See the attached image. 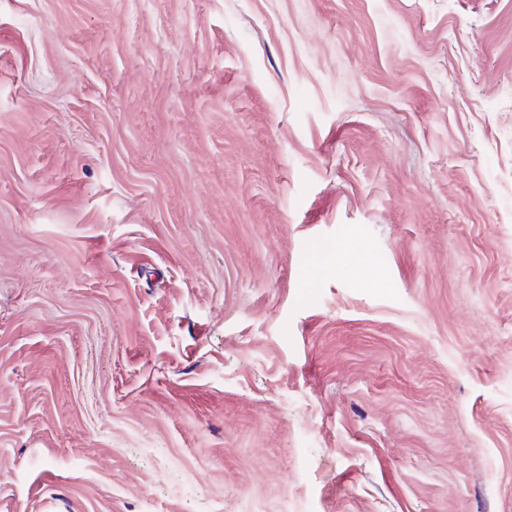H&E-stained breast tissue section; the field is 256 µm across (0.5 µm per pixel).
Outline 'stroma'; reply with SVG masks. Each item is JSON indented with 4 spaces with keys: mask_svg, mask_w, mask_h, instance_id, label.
<instances>
[{
    "mask_svg": "<svg viewBox=\"0 0 512 512\" xmlns=\"http://www.w3.org/2000/svg\"><path fill=\"white\" fill-rule=\"evenodd\" d=\"M512 0H0V512H512Z\"/></svg>",
    "mask_w": 512,
    "mask_h": 512,
    "instance_id": "obj_1",
    "label": "stroma"
}]
</instances>
